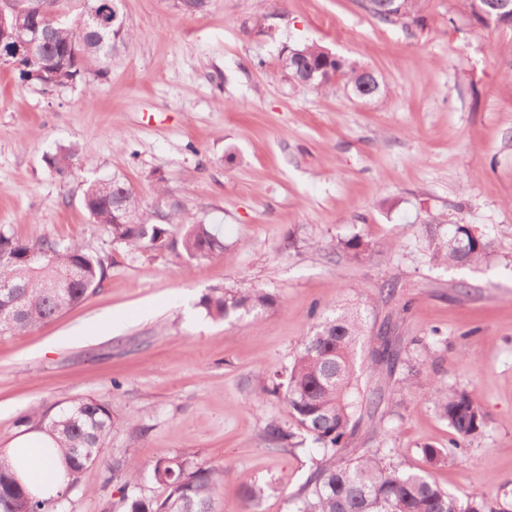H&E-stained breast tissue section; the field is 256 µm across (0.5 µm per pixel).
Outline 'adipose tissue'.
<instances>
[{"instance_id": "ef3b65f1", "label": "adipose tissue", "mask_w": 512, "mask_h": 512, "mask_svg": "<svg viewBox=\"0 0 512 512\" xmlns=\"http://www.w3.org/2000/svg\"><path fill=\"white\" fill-rule=\"evenodd\" d=\"M46 445V436L38 433L16 439L9 450L19 477L30 484L36 494L45 497L62 489Z\"/></svg>"}]
</instances>
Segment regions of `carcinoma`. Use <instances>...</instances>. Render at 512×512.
<instances>
[{"mask_svg": "<svg viewBox=\"0 0 512 512\" xmlns=\"http://www.w3.org/2000/svg\"><path fill=\"white\" fill-rule=\"evenodd\" d=\"M26 9L24 22L36 24L40 51L30 59L17 60L12 71L23 84L44 88L84 81L92 69L104 71L118 55L129 51L135 34L127 21L112 23V5L117 0H21ZM423 0H366V9L377 19L404 27H420ZM473 18L502 10V24L512 27V0H462ZM322 70L314 80L316 89L328 90L341 80L347 87L364 86L375 96L381 79L354 61L329 60L317 43H305L282 54L280 66L298 83L305 66ZM75 153L61 150L47 157V164L59 176L71 172ZM163 178H156V201L167 208L163 224H142L139 208L118 210L117 202L131 193L118 179L89 183L83 207L94 223L102 226L112 243L136 249L169 250L186 261L224 251V241L211 224L187 220L176 203L167 200ZM425 242L430 263L438 266H470L483 259L487 244L466 224H454L444 234L430 227ZM107 274L103 258L76 243H63L45 236L26 242L9 230L0 229V287H16L21 302L17 315L0 314V336L26 331L54 320L81 305L101 287ZM276 303L272 294L261 290H214L200 301L206 314L219 319L250 314ZM365 333V319L356 307L341 306L303 337L284 380L273 385L282 393L297 428L317 445L321 459L299 489L296 512H488L483 500L460 499L441 489L424 471L385 462L380 450L366 449L345 458L362 410L377 408L387 398L382 387L364 394L358 385L357 349ZM413 337L400 351L383 337L371 358L370 371L403 362V389H410L420 374L410 347L420 345ZM434 408L451 429V450L427 445L422 452L432 465L445 463L466 448L485 424V413L473 393L442 382L431 384ZM36 422L49 435L52 449L66 468L65 491L77 486L85 469L100 459L101 448L115 426L109 403L96 398H79L55 414L32 409L20 422ZM294 438L275 420L264 430L266 442L283 446ZM113 471L137 481L140 466L130 450L116 459ZM154 482L163 488L159 498L138 495L124 497L125 512H214L215 500L224 486V469L174 456L157 462ZM64 491L55 497L21 489L7 455H0V512H60Z\"/></svg>", "mask_w": 512, "mask_h": 512, "instance_id": "cac0c4a2", "label": "carcinoma"}]
</instances>
